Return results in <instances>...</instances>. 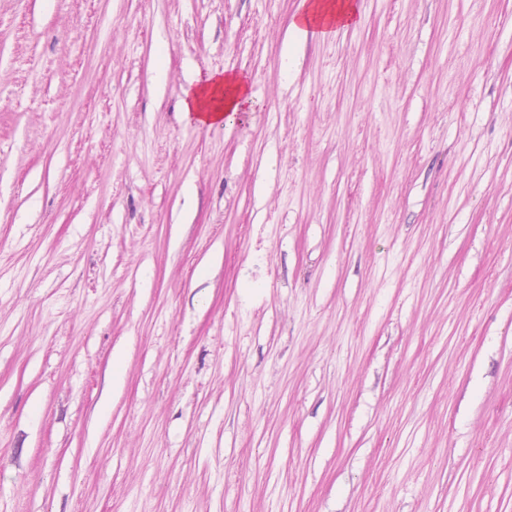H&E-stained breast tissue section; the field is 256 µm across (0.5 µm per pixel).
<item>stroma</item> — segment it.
Listing matches in <instances>:
<instances>
[{
  "mask_svg": "<svg viewBox=\"0 0 512 512\" xmlns=\"http://www.w3.org/2000/svg\"><path fill=\"white\" fill-rule=\"evenodd\" d=\"M358 2L0 0V512H512V0ZM305 8L293 18L292 27L298 34L318 29L322 34L354 26L359 18L356 0H305ZM185 117L212 128L241 123L254 107L248 78L241 73L210 74L184 91L181 101Z\"/></svg>",
  "mask_w": 512,
  "mask_h": 512,
  "instance_id": "stroma-1",
  "label": "stroma"
}]
</instances>
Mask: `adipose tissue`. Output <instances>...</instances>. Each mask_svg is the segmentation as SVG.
Here are the masks:
<instances>
[{
  "instance_id": "obj_1",
  "label": "adipose tissue",
  "mask_w": 512,
  "mask_h": 512,
  "mask_svg": "<svg viewBox=\"0 0 512 512\" xmlns=\"http://www.w3.org/2000/svg\"><path fill=\"white\" fill-rule=\"evenodd\" d=\"M358 18L356 0H308L294 16L292 27L299 34L311 29L328 34L356 25ZM181 106L185 117L197 125L227 127L242 122L254 101L247 77L229 72L198 80L185 90Z\"/></svg>"
}]
</instances>
